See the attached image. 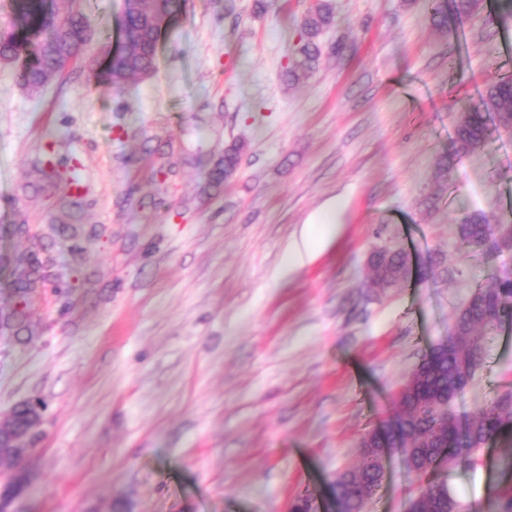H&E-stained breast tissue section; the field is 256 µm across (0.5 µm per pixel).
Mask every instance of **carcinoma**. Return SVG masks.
Wrapping results in <instances>:
<instances>
[{
    "mask_svg": "<svg viewBox=\"0 0 512 512\" xmlns=\"http://www.w3.org/2000/svg\"><path fill=\"white\" fill-rule=\"evenodd\" d=\"M186 0H154L141 8H128L120 22L121 46L102 71L101 78L121 87L130 78L151 73L156 65L157 44L166 20L180 16ZM433 25L447 27L445 0H428ZM15 25L8 38L0 39V56L10 58L52 29V41L31 51L19 78L32 87H43L77 61L85 48L91 25L88 15L72 11L61 17L53 0H11ZM336 24L335 14L324 4L308 11L299 23L300 46L284 71L287 84H298L316 70L321 57L320 34ZM512 126V75L492 83L477 106L458 109L455 137L459 150L483 149L494 134ZM242 146L224 149V177L236 170ZM458 247L473 256H489L491 249L512 248V229L491 223L483 215L468 218L458 232ZM372 285L391 288L409 275L408 255L390 248L377 255L371 267ZM472 303L456 315L448 341L432 348L420 362L422 378L416 391L397 394L400 414L380 430L369 433L391 448L400 449L410 470L422 482L410 499V512H456L453 494L441 476L445 466L468 465L476 449L492 443L512 442V392H506L470 418L448 417L443 400L467 383L465 372L475 373L482 364L488 341L512 324V279L492 277L473 288ZM381 484L380 473L363 463L338 474L333 492L341 512H363Z\"/></svg>",
    "mask_w": 512,
    "mask_h": 512,
    "instance_id": "1",
    "label": "carcinoma"
}]
</instances>
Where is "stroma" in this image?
Here are the masks:
<instances>
[{
	"label": "stroma",
	"mask_w": 512,
	"mask_h": 512,
	"mask_svg": "<svg viewBox=\"0 0 512 512\" xmlns=\"http://www.w3.org/2000/svg\"><path fill=\"white\" fill-rule=\"evenodd\" d=\"M320 3L337 23L286 85ZM55 6L88 14L86 53L36 94L0 66V412L43 408L12 512H291L303 495L333 512L336 475L472 288L512 277V249L457 248L472 215L512 224V134L454 141L458 108L512 74V22L488 24L497 0L444 32L427 0H187L155 72L117 89L91 65L121 0ZM391 247L411 276L374 287L368 258ZM506 391L512 327L452 409ZM503 452L446 472L456 501L496 512ZM382 466L364 512H407L420 482L396 449ZM335 24V14L324 4L309 10L302 18L299 23V50L284 71L287 85L306 80L316 70L322 53L319 36Z\"/></svg>",
	"instance_id": "1"
}]
</instances>
